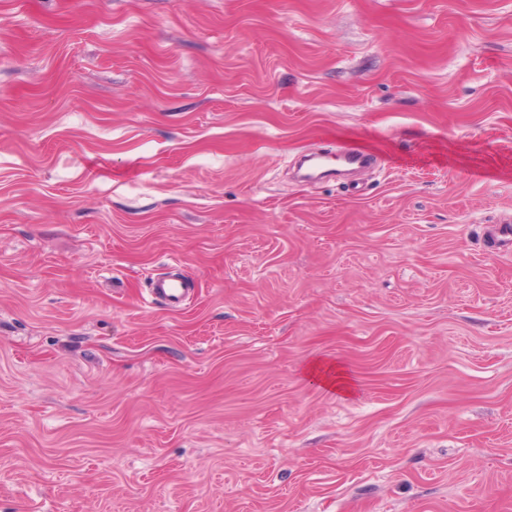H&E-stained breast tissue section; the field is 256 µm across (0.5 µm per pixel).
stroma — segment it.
Returning a JSON list of instances; mask_svg holds the SVG:
<instances>
[{"instance_id": "stroma-1", "label": "stroma", "mask_w": 512, "mask_h": 512, "mask_svg": "<svg viewBox=\"0 0 512 512\" xmlns=\"http://www.w3.org/2000/svg\"><path fill=\"white\" fill-rule=\"evenodd\" d=\"M0 512H512V0H0ZM187 291L186 284L176 278H160L153 284V294L174 307L183 303ZM308 376L327 389L342 394L352 393V381L346 371L334 363L314 361L308 366Z\"/></svg>"}]
</instances>
